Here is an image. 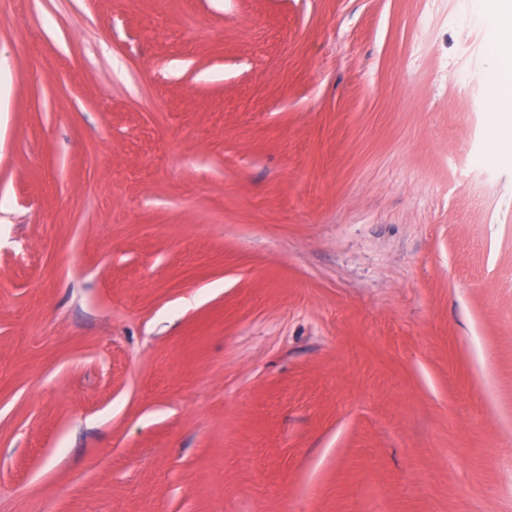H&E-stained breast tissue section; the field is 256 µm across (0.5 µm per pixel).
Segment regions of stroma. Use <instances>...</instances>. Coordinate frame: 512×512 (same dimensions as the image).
<instances>
[{
	"instance_id": "obj_1",
	"label": "stroma",
	"mask_w": 512,
	"mask_h": 512,
	"mask_svg": "<svg viewBox=\"0 0 512 512\" xmlns=\"http://www.w3.org/2000/svg\"><path fill=\"white\" fill-rule=\"evenodd\" d=\"M476 3L0 0V512H512Z\"/></svg>"
}]
</instances>
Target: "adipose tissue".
Wrapping results in <instances>:
<instances>
[{"mask_svg": "<svg viewBox=\"0 0 512 512\" xmlns=\"http://www.w3.org/2000/svg\"><path fill=\"white\" fill-rule=\"evenodd\" d=\"M496 22L490 31L491 64L499 72L498 82L489 92L490 110L503 130L502 141L512 144V114L503 105L512 102V0H492Z\"/></svg>", "mask_w": 512, "mask_h": 512, "instance_id": "ef3b65f1", "label": "adipose tissue"}]
</instances>
